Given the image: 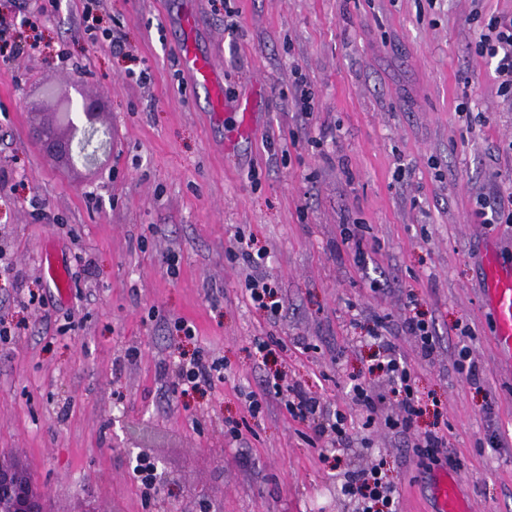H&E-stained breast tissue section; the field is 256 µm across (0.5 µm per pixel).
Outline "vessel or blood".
Masks as SVG:
<instances>
[{
	"label": "vessel or blood",
	"mask_w": 512,
	"mask_h": 512,
	"mask_svg": "<svg viewBox=\"0 0 512 512\" xmlns=\"http://www.w3.org/2000/svg\"><path fill=\"white\" fill-rule=\"evenodd\" d=\"M199 15L188 14L181 20L183 40L180 58L192 88L204 90L215 119H223L226 110L222 81L210 56L197 45L195 33L201 26ZM487 297L495 315L496 342L503 353L512 354V267L500 265L494 256L485 260Z\"/></svg>",
	"instance_id": "obj_1"
}]
</instances>
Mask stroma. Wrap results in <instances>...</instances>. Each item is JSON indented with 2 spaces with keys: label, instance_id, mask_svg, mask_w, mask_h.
I'll list each match as a JSON object with an SVG mask.
<instances>
[{
  "label": "stroma",
  "instance_id": "obj_1",
  "mask_svg": "<svg viewBox=\"0 0 512 512\" xmlns=\"http://www.w3.org/2000/svg\"><path fill=\"white\" fill-rule=\"evenodd\" d=\"M40 2L48 21L20 30L40 52L0 60V248L45 299L22 306L0 283L15 331L0 341V459L25 467L48 512H196L203 500L213 512H357L341 485L373 463L399 512H433L443 471L471 512H512V363L482 265L491 250L512 265V224L489 221L512 181V112L472 41L512 0ZM189 9L249 118L216 122L191 88L178 24ZM91 27L120 34L129 56ZM78 79L112 128L95 167L31 139L53 119L49 91ZM238 236L263 253L279 312L249 301L245 265L224 254ZM52 249L67 264L63 295L46 273ZM409 310L433 324L432 357L403 330ZM380 321L431 399L406 434L366 424L349 392L353 377L382 382ZM465 327L475 381L455 365ZM258 338L273 339L267 355ZM197 350L224 362L227 381L175 393L172 368ZM278 371L346 415L351 448L323 451L273 397L249 414ZM434 430L448 461L408 447ZM142 460L166 476L149 492Z\"/></svg>",
  "mask_w": 512,
  "mask_h": 512
}]
</instances>
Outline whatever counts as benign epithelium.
<instances>
[{
	"label": "benign epithelium",
	"mask_w": 512,
	"mask_h": 512,
	"mask_svg": "<svg viewBox=\"0 0 512 512\" xmlns=\"http://www.w3.org/2000/svg\"><path fill=\"white\" fill-rule=\"evenodd\" d=\"M80 96L77 118H72L70 106L72 93ZM54 103L55 120L35 129L38 141L50 147V155L75 162L80 158L87 166H96L101 157L107 155L109 144H102L93 150L94 137L109 130L100 123L98 102L85 94L80 87L75 90L65 88L49 95ZM0 512H46L42 493L35 490L30 476L14 465H6L0 460Z\"/></svg>",
	"instance_id": "benign-epithelium-1"
}]
</instances>
